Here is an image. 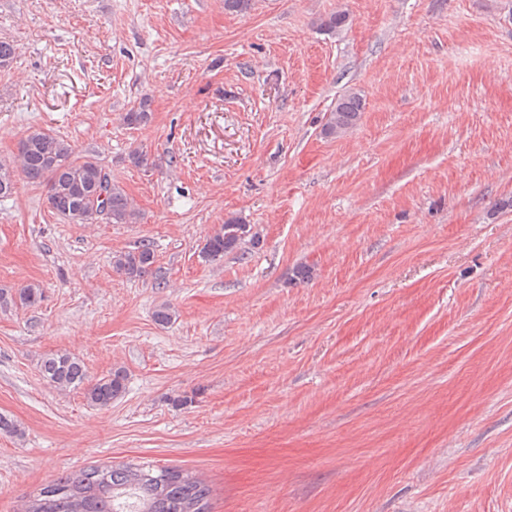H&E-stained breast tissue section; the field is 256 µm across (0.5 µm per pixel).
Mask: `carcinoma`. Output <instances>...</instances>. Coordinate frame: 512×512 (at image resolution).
I'll return each mask as SVG.
<instances>
[{"label":"carcinoma","mask_w":512,"mask_h":512,"mask_svg":"<svg viewBox=\"0 0 512 512\" xmlns=\"http://www.w3.org/2000/svg\"><path fill=\"white\" fill-rule=\"evenodd\" d=\"M348 23L349 15L338 10L323 19L320 27L337 32ZM364 109V100L357 92L338 97L323 126L324 134L347 133L357 125ZM150 119L146 99L125 115L129 125H145ZM19 167L28 182L45 185L49 208L72 224H93L101 213L112 224H130L135 218L124 189L112 182L93 159L72 157L71 146L60 137L41 129L29 132L19 142ZM103 182L106 198L102 200L98 187ZM14 188L11 165L0 162V197L11 195ZM246 242L254 243L250 226L229 219L207 238L201 257L216 262ZM154 263V251L148 243L112 257L113 271L128 279L147 276ZM41 297V289L34 284L14 294L0 290V308H31ZM40 371L60 390H83L87 402L99 408L112 405L126 390L125 370L118 368L91 380L84 363L66 351L46 355ZM210 494L205 479L191 472L127 464L55 479L36 495L22 500V512H208Z\"/></svg>","instance_id":"carcinoma-1"}]
</instances>
